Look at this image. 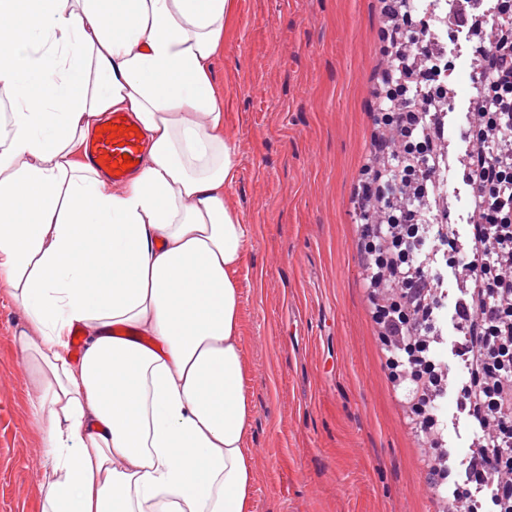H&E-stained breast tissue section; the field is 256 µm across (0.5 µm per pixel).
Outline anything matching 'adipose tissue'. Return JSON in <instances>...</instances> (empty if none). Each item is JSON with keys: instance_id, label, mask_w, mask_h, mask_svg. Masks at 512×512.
I'll return each mask as SVG.
<instances>
[{"instance_id": "ef3b65f1", "label": "adipose tissue", "mask_w": 512, "mask_h": 512, "mask_svg": "<svg viewBox=\"0 0 512 512\" xmlns=\"http://www.w3.org/2000/svg\"><path fill=\"white\" fill-rule=\"evenodd\" d=\"M236 0H0V280L44 430L42 512H253L237 159L213 66ZM111 112L146 159H85ZM90 338L65 356L74 326Z\"/></svg>"}]
</instances>
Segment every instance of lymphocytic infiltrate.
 Segmentation results:
<instances>
[{"instance_id": "obj_1", "label": "lymphocytic infiltrate", "mask_w": 512, "mask_h": 512, "mask_svg": "<svg viewBox=\"0 0 512 512\" xmlns=\"http://www.w3.org/2000/svg\"><path fill=\"white\" fill-rule=\"evenodd\" d=\"M413 54L423 61L416 69L401 51L387 61L386 105L377 114L385 133L372 142L373 154L386 160L377 179L397 200L384 204L381 222L358 225L357 246L375 295L372 320L386 346L388 377L404 389L412 428L428 449L425 483L432 491H447L456 512H479L478 495L487 486L494 501L512 504V167L496 151L512 141V113L501 109L512 100V31L498 30L491 49H473L480 73L472 84L468 138L473 151L465 178L477 188L474 245L465 251L454 236L438 238L472 281L451 317L452 352L466 369L465 379L453 385L437 350L443 276L409 247L419 224L408 188L427 159L433 126L425 107L431 92L423 83L433 54L421 44L414 45ZM450 396L459 418L477 425L478 451L469 455L462 482L447 464L448 416L437 407Z\"/></svg>"}]
</instances>
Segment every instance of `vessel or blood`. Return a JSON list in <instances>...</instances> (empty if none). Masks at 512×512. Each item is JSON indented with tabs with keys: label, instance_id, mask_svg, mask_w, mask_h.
I'll list each match as a JSON object with an SVG mask.
<instances>
[{
	"label": "vessel or blood",
	"instance_id": "1",
	"mask_svg": "<svg viewBox=\"0 0 512 512\" xmlns=\"http://www.w3.org/2000/svg\"><path fill=\"white\" fill-rule=\"evenodd\" d=\"M106 124L116 127V134L96 130L86 146L88 162L107 174L112 183L120 185L132 176L133 171L123 168V160L136 163L144 161V139L141 132L130 130L131 120L127 113L112 112L105 119Z\"/></svg>",
	"mask_w": 512,
	"mask_h": 512
}]
</instances>
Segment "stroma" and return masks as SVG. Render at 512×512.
<instances>
[{"label":"stroma","mask_w":512,"mask_h":512,"mask_svg":"<svg viewBox=\"0 0 512 512\" xmlns=\"http://www.w3.org/2000/svg\"><path fill=\"white\" fill-rule=\"evenodd\" d=\"M381 0H236L214 64L247 226L238 277L254 512H438L383 368L354 193L378 134ZM27 324L0 287V512H41Z\"/></svg>","instance_id":"1"}]
</instances>
